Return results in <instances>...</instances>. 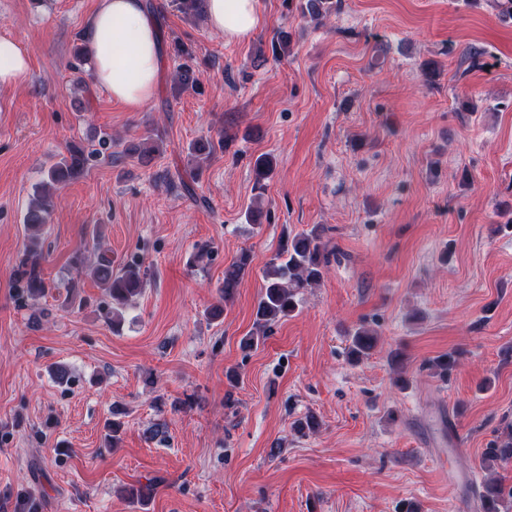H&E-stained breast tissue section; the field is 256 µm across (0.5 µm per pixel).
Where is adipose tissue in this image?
Instances as JSON below:
<instances>
[{
	"label": "adipose tissue",
	"instance_id": "1",
	"mask_svg": "<svg viewBox=\"0 0 512 512\" xmlns=\"http://www.w3.org/2000/svg\"><path fill=\"white\" fill-rule=\"evenodd\" d=\"M210 27L228 40L247 37L262 21L259 0H203ZM97 84L129 110L153 97L162 46L143 0H98L84 29Z\"/></svg>",
	"mask_w": 512,
	"mask_h": 512
}]
</instances>
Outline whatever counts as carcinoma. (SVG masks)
<instances>
[{"mask_svg": "<svg viewBox=\"0 0 512 512\" xmlns=\"http://www.w3.org/2000/svg\"><path fill=\"white\" fill-rule=\"evenodd\" d=\"M340 0H304L296 5L305 18L320 24L330 13L336 11ZM172 6L187 17L200 18L204 15L203 0H172ZM175 57L181 59L178 64L174 83L177 88L195 90L200 87V75L187 61L188 53L179 39L172 40ZM101 155L97 149L72 145L67 155L50 165L46 172L47 182L55 186L63 185L77 177L94 158ZM273 172V159L261 155L255 161V189H265V181ZM50 201L45 195H39L29 203L25 216V229L32 242H38L50 215ZM331 252L322 241V231L315 227L308 233L297 234L287 239L278 253L270 259L262 272L264 286L257 305L256 322L264 330L282 318L290 316L297 308L299 290L318 282L323 269L330 263ZM252 264L249 252L239 257L224 270V297L231 296L239 287L242 278ZM20 280L24 283L30 297L36 298L47 291L40 267L39 257L24 258L18 266ZM93 277L104 288L111 303L121 307L129 305L144 289L146 272L137 262L125 264L119 269L112 266L108 259L101 260L93 268ZM376 336L365 327L355 330L351 336L349 354L359 360L373 350ZM512 460V421L502 420L498 435L484 452V462L491 465ZM505 496L501 483L489 480L482 486L480 500L483 512H500Z\"/></svg>", "mask_w": 512, "mask_h": 512, "instance_id": "carcinoma-1", "label": "carcinoma"}]
</instances>
